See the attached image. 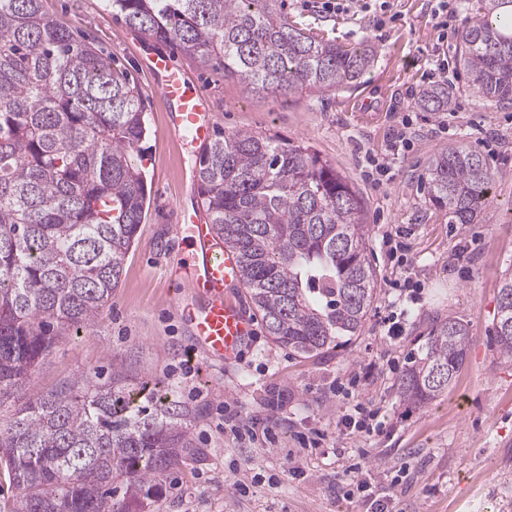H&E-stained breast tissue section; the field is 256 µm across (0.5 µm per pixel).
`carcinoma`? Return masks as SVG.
<instances>
[{
  "instance_id": "obj_1",
  "label": "carcinoma",
  "mask_w": 512,
  "mask_h": 512,
  "mask_svg": "<svg viewBox=\"0 0 512 512\" xmlns=\"http://www.w3.org/2000/svg\"><path fill=\"white\" fill-rule=\"evenodd\" d=\"M125 24L178 44L255 93L354 88L373 50L293 27L277 0H102ZM457 61L486 99L512 102V0H480ZM445 83L419 106L448 107ZM140 90L112 59L48 17L42 0H0V470L14 512H155L164 476L194 452L189 409L171 388L147 395L115 370L40 394L25 382L55 338L96 319L137 241L147 184L133 156L146 136ZM493 174L451 145L426 172L428 202L473 224ZM200 204L238 256L240 282L271 340L304 357L360 334L378 275L361 201L347 177L302 145L222 132L198 162ZM472 342L456 317L435 322L398 390L424 408L448 392ZM498 360L512 363V275L499 291Z\"/></svg>"
}]
</instances>
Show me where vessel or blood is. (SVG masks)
Listing matches in <instances>:
<instances>
[{"instance_id": "1", "label": "vessel or blood", "mask_w": 512, "mask_h": 512, "mask_svg": "<svg viewBox=\"0 0 512 512\" xmlns=\"http://www.w3.org/2000/svg\"><path fill=\"white\" fill-rule=\"evenodd\" d=\"M147 68L167 106L169 134L196 145L208 144L213 124L202 93L169 57H151ZM182 222L191 242L201 248L200 259L178 268L180 284L193 298L185 308L193 339L208 357L234 363L252 330L248 317L224 295L225 288L239 282L237 256L215 236L211 224L202 221L200 212L183 213Z\"/></svg>"}]
</instances>
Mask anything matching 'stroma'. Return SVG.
Returning <instances> with one entry per match:
<instances>
[{"mask_svg":"<svg viewBox=\"0 0 512 512\" xmlns=\"http://www.w3.org/2000/svg\"><path fill=\"white\" fill-rule=\"evenodd\" d=\"M42 5L48 16L112 55L141 90L147 135L140 153L150 199L110 306L80 334L59 338L27 380L28 393L102 367L120 370L134 387L151 377L169 382L194 411L187 432L198 453L168 472L159 512H367L349 471L358 462L374 491L390 493L392 512H512V364L497 363L490 348L501 279L512 271V103L488 102L474 89L456 62L454 40L448 84L468 109L448 120L450 130L443 133L442 113L419 108L439 35L430 0H391L387 18L375 10L336 15L304 7L303 0H280L291 25L349 48L369 45L376 60L353 89L260 94L225 77L220 63L203 65L182 49L146 38L104 10L101 0ZM150 51L168 54L203 91L215 128L308 146L350 178L378 274L374 304L358 336L316 357L295 355L271 341L239 285L226 295L252 319L242 358L227 366L197 350L172 266L192 255L180 213L200 202L199 152L167 131L166 106L143 62ZM408 112L416 117L414 149L398 157L393 180L374 184L363 158L388 157ZM479 124L492 145L480 142ZM460 143L483 155L495 180L477 223L455 226L426 202L421 177L434 154ZM397 229L409 251L406 267L395 272L382 237ZM395 273L419 284L420 300L407 305L400 317L404 334L392 340L383 319L395 310L389 286ZM449 316L470 326L465 365L447 394L424 409L408 408L399 397V377L433 321ZM189 351L190 374L183 369ZM363 367L368 373L351 394L337 396V382H349ZM359 402L379 411L381 433L367 440L337 435V415ZM240 421L253 426L256 441L234 439L230 428ZM311 428L329 439L324 447L301 449L299 436ZM233 461L240 466L235 474L228 469ZM293 466L300 476L290 475Z\"/></svg>","mask_w":512,"mask_h":512,"instance_id":"35a3bbf8","label":"stroma"}]
</instances>
